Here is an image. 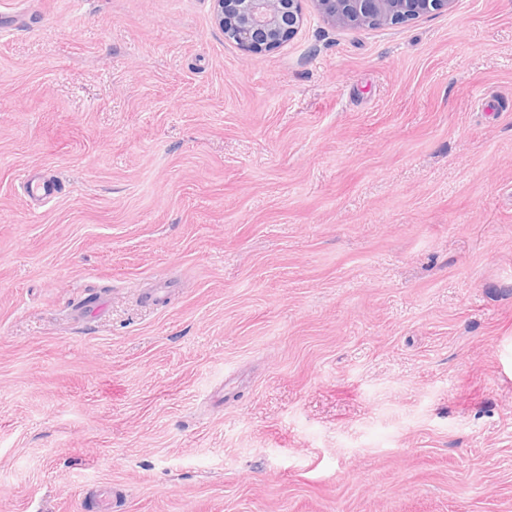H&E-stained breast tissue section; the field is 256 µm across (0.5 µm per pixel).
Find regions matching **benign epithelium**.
<instances>
[{
  "label": "benign epithelium",
  "instance_id": "benign-epithelium-1",
  "mask_svg": "<svg viewBox=\"0 0 512 512\" xmlns=\"http://www.w3.org/2000/svg\"><path fill=\"white\" fill-rule=\"evenodd\" d=\"M303 0H212L215 23L225 38L261 55L297 32ZM322 15L344 29L388 27L447 12L453 0H315Z\"/></svg>",
  "mask_w": 512,
  "mask_h": 512
}]
</instances>
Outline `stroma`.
Listing matches in <instances>:
<instances>
[{
  "instance_id": "35a3bbf8",
  "label": "stroma",
  "mask_w": 512,
  "mask_h": 512,
  "mask_svg": "<svg viewBox=\"0 0 512 512\" xmlns=\"http://www.w3.org/2000/svg\"><path fill=\"white\" fill-rule=\"evenodd\" d=\"M103 485L512 512V0H305L261 56L211 0H0V512ZM322 15L344 29L388 27L448 12L453 0H315Z\"/></svg>"
}]
</instances>
